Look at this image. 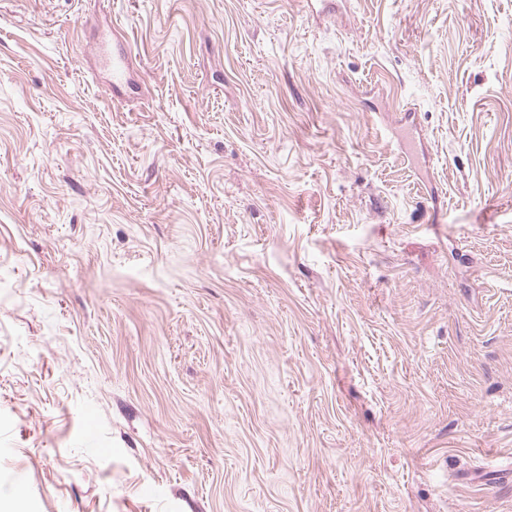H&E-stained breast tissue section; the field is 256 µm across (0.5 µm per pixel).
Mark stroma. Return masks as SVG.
<instances>
[{
	"label": "stroma",
	"mask_w": 512,
	"mask_h": 512,
	"mask_svg": "<svg viewBox=\"0 0 512 512\" xmlns=\"http://www.w3.org/2000/svg\"><path fill=\"white\" fill-rule=\"evenodd\" d=\"M19 495L512 512V0H0Z\"/></svg>",
	"instance_id": "obj_1"
}]
</instances>
